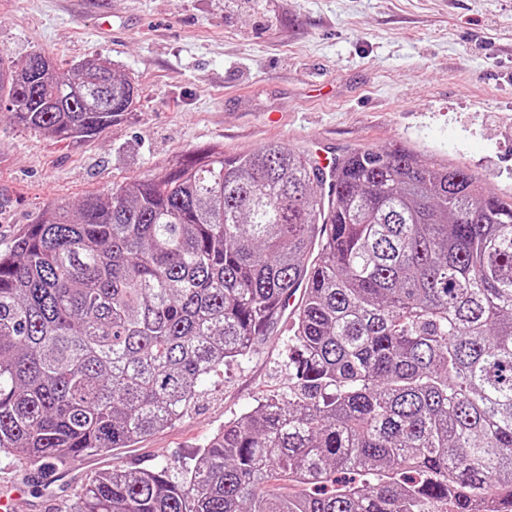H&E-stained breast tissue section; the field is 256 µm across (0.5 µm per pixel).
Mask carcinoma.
<instances>
[{
	"label": "carcinoma",
	"mask_w": 512,
	"mask_h": 512,
	"mask_svg": "<svg viewBox=\"0 0 512 512\" xmlns=\"http://www.w3.org/2000/svg\"><path fill=\"white\" fill-rule=\"evenodd\" d=\"M0 53V109L63 140L135 109L100 60L37 82ZM280 144L204 151L0 252V453L50 467L132 448L247 357L304 289L288 392L178 474L114 468L74 512H512V199L459 166L356 150L334 194Z\"/></svg>",
	"instance_id": "carcinoma-1"
}]
</instances>
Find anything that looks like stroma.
I'll use <instances>...</instances> for the list:
<instances>
[{"instance_id":"stroma-1","label":"stroma","mask_w":512,"mask_h":512,"mask_svg":"<svg viewBox=\"0 0 512 512\" xmlns=\"http://www.w3.org/2000/svg\"><path fill=\"white\" fill-rule=\"evenodd\" d=\"M0 51L58 67L92 58L139 85L127 119L59 142L0 110V251L43 208L77 203L202 150L268 143L336 155L401 147L474 172L512 197V0H0ZM283 315L242 362L203 384L173 425L136 447L92 455L115 467L193 464L225 421L288 389ZM14 512H71L80 485L0 453Z\"/></svg>"}]
</instances>
